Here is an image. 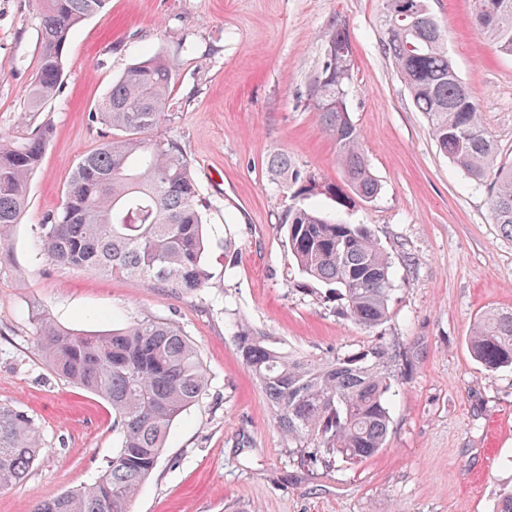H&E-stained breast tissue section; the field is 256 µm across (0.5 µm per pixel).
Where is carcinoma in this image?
Here are the masks:
<instances>
[{
	"instance_id": "1",
	"label": "carcinoma",
	"mask_w": 512,
	"mask_h": 512,
	"mask_svg": "<svg viewBox=\"0 0 512 512\" xmlns=\"http://www.w3.org/2000/svg\"><path fill=\"white\" fill-rule=\"evenodd\" d=\"M473 24L512 57V0H472ZM36 79L26 95L37 112L62 86L72 31L100 13L106 0H39ZM384 53L416 111L425 115L437 149L470 181L488 188L493 223L512 234V160L485 130L479 103L458 74L446 35L427 0H384ZM355 55L345 26L335 24L321 45L306 106L336 142L343 185L325 186L342 207L380 192L352 122L347 98ZM173 68L147 55L112 82L91 113L110 131L75 167L59 210L41 225L38 255L186 293L207 287V239L200 189L178 145L145 134L166 120ZM51 135L49 124L21 142L0 136V246L27 206L30 177ZM275 174L317 194L288 158L270 159ZM288 254L299 272L341 302L342 315L366 328L385 323L393 291L389 253L367 224H338L316 206L290 207ZM36 347L60 378L112 406L117 452L94 483L36 504L33 512H130L128 506L154 471L173 421L197 403L208 373L196 346L172 321L144 319L106 334L67 331L49 316L36 318ZM236 354L271 406L290 451L307 463H358L381 451L391 424L390 401L399 358L377 340L325 359L284 354L267 336L240 322ZM469 351L488 372L512 367V309L488 308L475 320ZM44 451L32 417L0 406V490L22 483Z\"/></svg>"
}]
</instances>
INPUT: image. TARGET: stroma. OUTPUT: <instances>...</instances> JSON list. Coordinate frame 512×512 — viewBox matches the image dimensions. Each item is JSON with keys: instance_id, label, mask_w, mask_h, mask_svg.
Wrapping results in <instances>:
<instances>
[{"instance_id": "stroma-1", "label": "stroma", "mask_w": 512, "mask_h": 512, "mask_svg": "<svg viewBox=\"0 0 512 512\" xmlns=\"http://www.w3.org/2000/svg\"><path fill=\"white\" fill-rule=\"evenodd\" d=\"M471 0H429L484 127L512 150V57L471 21ZM382 0H108L71 34L59 93L26 109L41 53L37 0H0V135L53 132L28 206L0 249V404L20 407L46 446L27 479L0 491V512L94 482L117 450L112 408L59 378L34 344L35 313L64 329L107 332L176 322L198 348L209 386L173 422L130 512H496L512 492V368L487 372L468 336L487 308H512V238L485 188L439 154L380 42ZM355 53L350 118L379 195L343 210L370 225L394 273L391 318L366 329L336 301L298 287L281 219L302 206L268 167L274 151L317 184H339L336 144L300 102L333 24ZM174 67L169 120L204 201L207 288L196 293L37 258L41 224L59 209L79 158L106 130L89 117L144 51ZM245 321L284 352L321 358L379 339L401 373L386 446L358 463L304 465L290 454L231 326Z\"/></svg>"}]
</instances>
